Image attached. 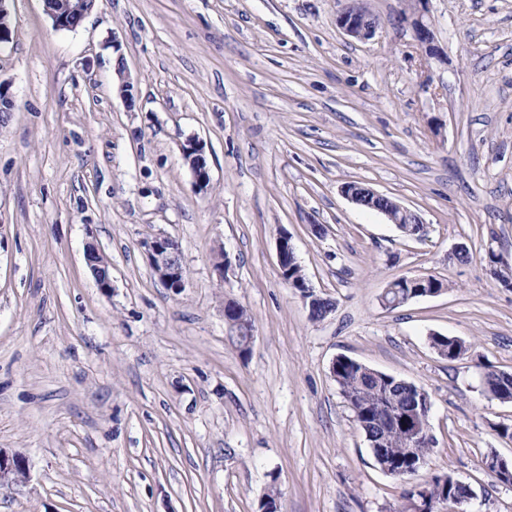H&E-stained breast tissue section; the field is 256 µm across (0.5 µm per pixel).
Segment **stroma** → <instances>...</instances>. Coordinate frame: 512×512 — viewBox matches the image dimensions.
Returning <instances> with one entry per match:
<instances>
[{
  "instance_id": "obj_1",
  "label": "stroma",
  "mask_w": 512,
  "mask_h": 512,
  "mask_svg": "<svg viewBox=\"0 0 512 512\" xmlns=\"http://www.w3.org/2000/svg\"><path fill=\"white\" fill-rule=\"evenodd\" d=\"M346 2L95 0L58 30L43 0H11L0 450L29 475L0 486V512H259L272 484L280 512H396L402 487L331 377L340 355L429 393L421 477L454 472L477 493L466 512H512L483 465L512 458L495 430L512 403L481 383L487 366L512 373V284L492 274L512 271V0H430L432 58L398 21L405 0H354L380 23L366 42L337 26ZM349 181L415 211L426 236L352 203ZM160 232L180 246L178 295L147 259ZM284 233L335 303L324 320L281 277ZM423 276L444 291L382 307L389 282ZM230 299L254 321L246 355ZM432 333L468 354L441 358ZM185 162H188L195 185L204 190L210 182L209 168L205 158V146L199 139H189L182 148ZM85 256L87 265L92 271L100 290L104 293L111 292L112 278L109 272L108 264L104 260V257L99 252L98 248L93 244H89ZM101 259H103L104 262H102Z\"/></svg>"
}]
</instances>
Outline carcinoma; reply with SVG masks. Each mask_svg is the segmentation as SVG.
<instances>
[{"label":"carcinoma","instance_id":"1","mask_svg":"<svg viewBox=\"0 0 512 512\" xmlns=\"http://www.w3.org/2000/svg\"><path fill=\"white\" fill-rule=\"evenodd\" d=\"M394 287L386 292L387 300L404 301L409 293L420 290L423 282L393 281ZM227 308L235 311L234 319L246 321L244 328H235L237 344H242L247 335L243 331L254 330L253 321L247 310L237 302L230 301ZM430 345L436 353L450 361L466 353L465 343L457 338L433 334ZM340 395L347 403L354 420L365 434L367 441L391 463L406 471L414 465L408 446V433L414 420L425 414V406L419 404L418 393L409 385L392 375L357 364L349 359H337L330 369ZM483 392L503 402H512V379L490 369L482 377Z\"/></svg>","mask_w":512,"mask_h":512}]
</instances>
